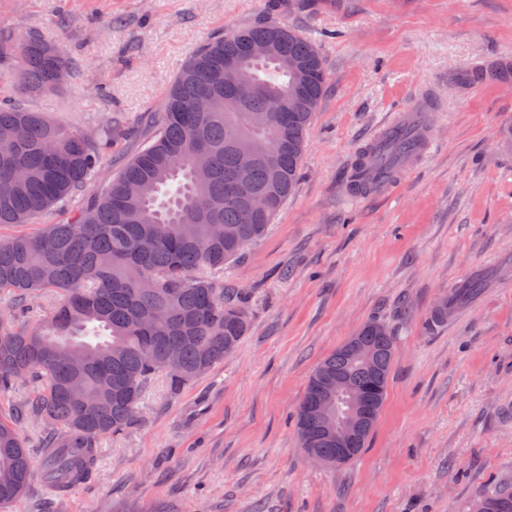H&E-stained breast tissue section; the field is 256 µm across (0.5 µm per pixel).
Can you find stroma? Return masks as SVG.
Returning <instances> with one entry per match:
<instances>
[{
  "instance_id": "1",
  "label": "stroma",
  "mask_w": 512,
  "mask_h": 512,
  "mask_svg": "<svg viewBox=\"0 0 512 512\" xmlns=\"http://www.w3.org/2000/svg\"><path fill=\"white\" fill-rule=\"evenodd\" d=\"M261 22L312 41L328 81L293 194L212 275L246 294L247 335L179 394L155 377L143 422L101 441L91 477L62 493L34 479L11 512H467L512 482V84L448 83L512 65V0H0V29L80 72L32 107L85 131L110 115L131 128L102 181L198 47ZM431 93L434 151L389 193L350 194L358 151ZM473 279L481 293L428 328ZM373 319L397 336L380 417L357 459L316 465L295 427L309 378ZM31 390L18 381L0 417L34 449L41 423L16 415Z\"/></svg>"
}]
</instances>
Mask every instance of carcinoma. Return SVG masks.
Here are the masks:
<instances>
[{
	"label": "carcinoma",
	"instance_id": "obj_1",
	"mask_svg": "<svg viewBox=\"0 0 512 512\" xmlns=\"http://www.w3.org/2000/svg\"><path fill=\"white\" fill-rule=\"evenodd\" d=\"M269 41L261 58L248 46ZM13 69L21 93L52 94L60 73L74 77L57 48L0 30V67ZM255 94L233 110L224 93L238 76ZM0 78V227L34 224L68 205L127 136L109 118L97 132L53 121L37 109L4 99ZM327 73L317 48L298 32L262 23L209 37L175 77L163 106L147 116L152 133L140 150L66 224L0 239V291L12 294L0 312V394L19 380L36 384L25 414L46 424L41 474L56 488L84 480L102 438L126 433L142 420L148 383L165 375L172 394L233 355L249 329L245 299L204 275L220 271L261 239L300 179L306 134L324 97ZM209 111H195L203 97ZM291 100L280 112L269 100ZM414 137L393 140L378 159L392 172ZM140 185L135 197L124 183ZM271 203L241 222L256 198ZM478 290L467 282L429 314L432 324ZM53 295L54 307L33 314L32 298ZM365 346L367 363L348 353ZM396 338L382 323H365L316 368L297 413L307 456L325 467L355 460L368 446L383 406ZM342 375L363 400L364 424L338 454L322 433L317 405L325 376ZM34 477L33 453L0 419V508L19 499ZM475 503L486 512H512V486L499 484Z\"/></svg>",
	"mask_w": 512,
	"mask_h": 512
}]
</instances>
